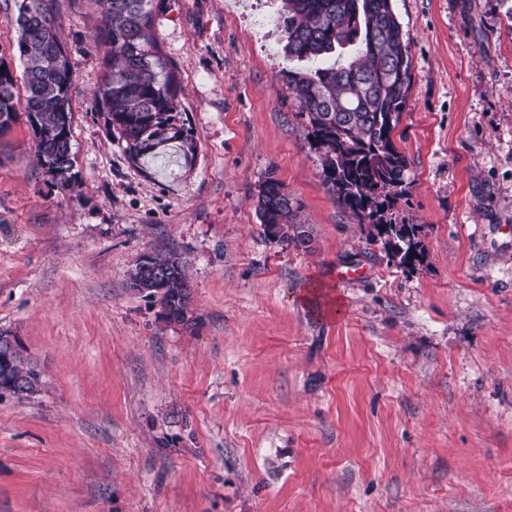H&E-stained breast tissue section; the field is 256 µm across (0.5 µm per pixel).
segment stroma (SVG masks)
Wrapping results in <instances>:
<instances>
[{
  "label": "stroma",
  "mask_w": 512,
  "mask_h": 512,
  "mask_svg": "<svg viewBox=\"0 0 512 512\" xmlns=\"http://www.w3.org/2000/svg\"><path fill=\"white\" fill-rule=\"evenodd\" d=\"M248 2L165 0L196 149L134 160L93 102L92 0H53L77 183L46 175L26 119L0 137V329L43 373L0 398V512H512V0H394L412 272L328 192L284 80L303 64ZM270 172L304 244L263 233ZM171 251L188 328L128 283Z\"/></svg>",
  "instance_id": "obj_1"
}]
</instances>
